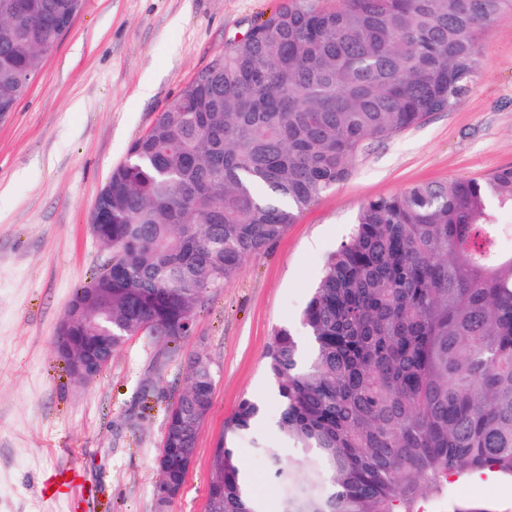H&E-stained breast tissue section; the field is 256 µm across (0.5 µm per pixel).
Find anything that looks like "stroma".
Wrapping results in <instances>:
<instances>
[{
	"label": "stroma",
	"instance_id": "stroma-1",
	"mask_svg": "<svg viewBox=\"0 0 512 512\" xmlns=\"http://www.w3.org/2000/svg\"><path fill=\"white\" fill-rule=\"evenodd\" d=\"M280 0H84L14 112L0 118V512H156L166 414L185 386V362L207 354L213 406L195 461L170 512H205L212 452L245 398L267 406L260 430L284 465L300 449L271 423L266 370L273 331L299 316L327 257L369 200L422 182L486 176L512 165V14L479 37L470 90L446 112L388 139L367 140L348 181L303 211L270 248L213 294L162 373L155 344L131 337L103 371L75 383L55 339L73 290L110 257L90 215L113 169L195 74ZM153 90L143 96L141 83ZM153 397L141 400L143 380ZM236 453L257 499L275 512L279 487L248 440ZM80 470L92 494L49 497L45 475ZM455 477L425 512H512V480Z\"/></svg>",
	"mask_w": 512,
	"mask_h": 512
}]
</instances>
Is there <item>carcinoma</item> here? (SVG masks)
I'll list each match as a JSON object with an SVG mask.
<instances>
[{
	"mask_svg": "<svg viewBox=\"0 0 512 512\" xmlns=\"http://www.w3.org/2000/svg\"><path fill=\"white\" fill-rule=\"evenodd\" d=\"M83 0H0V118ZM512 0H281L214 58L112 169L90 218L110 261L60 326L68 371L101 372L124 338L163 337L164 360L211 293L354 172L369 138L448 111L478 39ZM512 167L423 182L361 208L303 308L301 343L274 330L267 370L280 434L301 449L281 512H420L451 476L512 479ZM208 357L167 414L158 487L181 486L213 405ZM263 411L242 400L214 448L206 512H266L234 439Z\"/></svg>",
	"mask_w": 512,
	"mask_h": 512,
	"instance_id": "obj_1",
	"label": "carcinoma"
}]
</instances>
